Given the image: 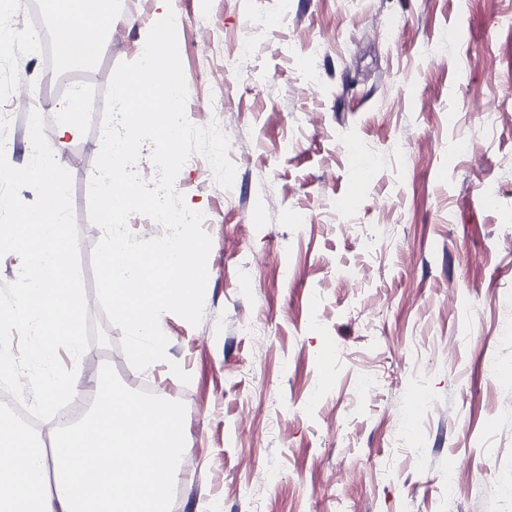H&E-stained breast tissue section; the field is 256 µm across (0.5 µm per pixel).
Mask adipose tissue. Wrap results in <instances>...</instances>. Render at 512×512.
I'll return each instance as SVG.
<instances>
[{
    "label": "adipose tissue",
    "mask_w": 512,
    "mask_h": 512,
    "mask_svg": "<svg viewBox=\"0 0 512 512\" xmlns=\"http://www.w3.org/2000/svg\"><path fill=\"white\" fill-rule=\"evenodd\" d=\"M57 20L55 49L67 67H85L97 60L102 39L112 24L110 0H48Z\"/></svg>",
    "instance_id": "ef3b65f1"
}]
</instances>
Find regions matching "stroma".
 <instances>
[{
  "label": "stroma",
  "instance_id": "1",
  "mask_svg": "<svg viewBox=\"0 0 512 512\" xmlns=\"http://www.w3.org/2000/svg\"><path fill=\"white\" fill-rule=\"evenodd\" d=\"M170 4L186 117L209 125L223 95L236 167L225 189L196 154L174 181L212 241L203 318L163 314L167 359L145 370L123 352L96 296L88 193L102 136L84 121L62 161L89 346L61 362L89 375L112 361L126 386L141 376L184 403L171 512H512V29L498 24L512 0ZM158 12L112 0V39L86 68L25 39L11 66L105 92Z\"/></svg>",
  "mask_w": 512,
  "mask_h": 512
}]
</instances>
